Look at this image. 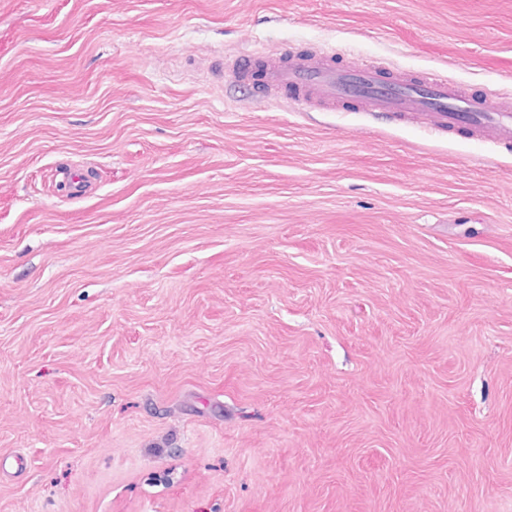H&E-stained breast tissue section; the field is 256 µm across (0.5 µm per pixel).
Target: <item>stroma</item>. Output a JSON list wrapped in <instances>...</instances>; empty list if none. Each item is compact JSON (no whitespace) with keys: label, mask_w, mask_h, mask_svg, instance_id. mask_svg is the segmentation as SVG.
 <instances>
[{"label":"stroma","mask_w":512,"mask_h":512,"mask_svg":"<svg viewBox=\"0 0 512 512\" xmlns=\"http://www.w3.org/2000/svg\"><path fill=\"white\" fill-rule=\"evenodd\" d=\"M256 46L512 94V0H0V512H512V144ZM333 55L324 50L305 56L285 50H255L242 57L219 56V72L237 83L258 81L277 103L309 112L321 108L336 112L352 104L358 112L397 115L407 122L427 127L435 133L468 130L480 141L512 144V99L504 94L475 97L461 83L430 69L413 74L353 59L336 67ZM261 62L260 69L257 63Z\"/></svg>","instance_id":"35a3bbf8"}]
</instances>
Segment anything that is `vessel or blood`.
<instances>
[{"mask_svg": "<svg viewBox=\"0 0 512 512\" xmlns=\"http://www.w3.org/2000/svg\"><path fill=\"white\" fill-rule=\"evenodd\" d=\"M217 65L239 83L260 79L274 101L300 112H332L351 104L357 111L393 114L435 133L463 128L480 141L512 144V97L473 96L465 85L434 69L387 72L360 59L338 67L323 50L304 56L256 50L218 58Z\"/></svg>", "mask_w": 512, "mask_h": 512, "instance_id": "1", "label": "vessel or blood"}]
</instances>
